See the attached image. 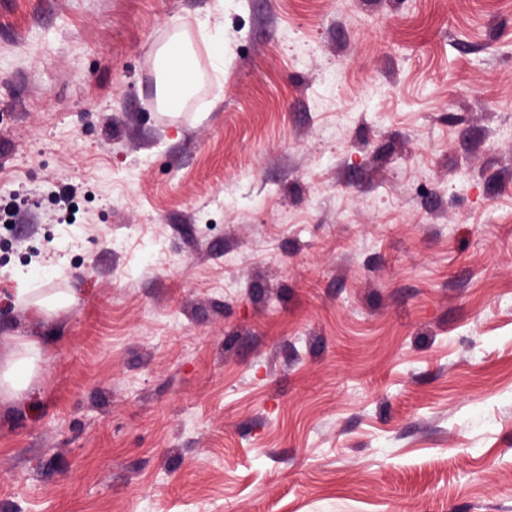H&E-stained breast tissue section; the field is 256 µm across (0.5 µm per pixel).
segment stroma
Masks as SVG:
<instances>
[{
    "label": "stroma",
    "mask_w": 512,
    "mask_h": 512,
    "mask_svg": "<svg viewBox=\"0 0 512 512\" xmlns=\"http://www.w3.org/2000/svg\"><path fill=\"white\" fill-rule=\"evenodd\" d=\"M13 198L0 512H512V0H0ZM202 42L207 52L209 67L218 80L224 78V68L227 65V56L223 30H212L208 20H195ZM190 27V23H176L169 41L156 53L159 99L169 110L182 106L192 91L198 59L189 36ZM41 350L37 342H20L0 361V394L9 396L26 386L34 375Z\"/></svg>",
    "instance_id": "stroma-1"
}]
</instances>
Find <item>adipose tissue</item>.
<instances>
[{"label": "adipose tissue", "instance_id": "ef3b65f1", "mask_svg": "<svg viewBox=\"0 0 512 512\" xmlns=\"http://www.w3.org/2000/svg\"><path fill=\"white\" fill-rule=\"evenodd\" d=\"M197 28L207 52L209 67L215 78H223L227 65L224 33L211 29L209 21L195 24L177 23L169 41L156 53L159 65V98L168 109L182 106L192 91V79L197 68V55L189 36ZM41 350L34 341L18 343L0 360V394L12 395L26 386L34 375Z\"/></svg>", "mask_w": 512, "mask_h": 512}]
</instances>
